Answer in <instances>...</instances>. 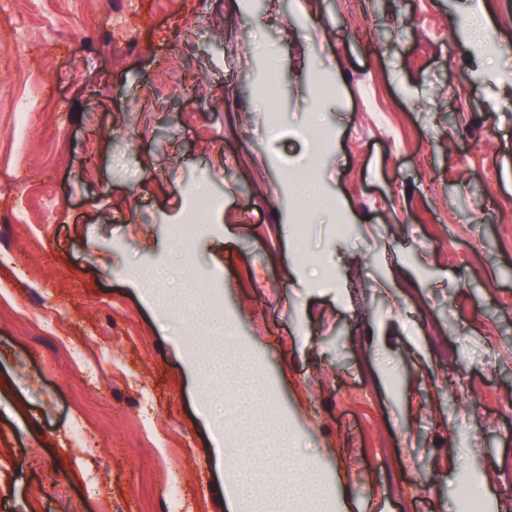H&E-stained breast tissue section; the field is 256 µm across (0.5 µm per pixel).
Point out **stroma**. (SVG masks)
I'll list each match as a JSON object with an SVG mask.
<instances>
[{"label":"stroma","instance_id":"1","mask_svg":"<svg viewBox=\"0 0 512 512\" xmlns=\"http://www.w3.org/2000/svg\"><path fill=\"white\" fill-rule=\"evenodd\" d=\"M216 424L290 512H512V0L0 13V512H232ZM44 100L30 89L26 96L20 97L13 104V112H16L19 120L29 122L34 112H45Z\"/></svg>","mask_w":512,"mask_h":512}]
</instances>
